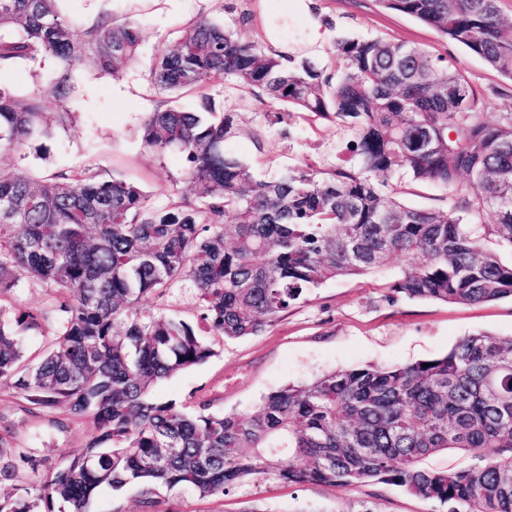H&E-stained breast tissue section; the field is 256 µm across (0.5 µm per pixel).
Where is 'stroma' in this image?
<instances>
[{
    "instance_id": "1",
    "label": "stroma",
    "mask_w": 512,
    "mask_h": 512,
    "mask_svg": "<svg viewBox=\"0 0 512 512\" xmlns=\"http://www.w3.org/2000/svg\"><path fill=\"white\" fill-rule=\"evenodd\" d=\"M315 2L330 38L318 52L307 42L310 19L293 10L294 0H61V11L81 26L101 14L119 22L139 20L138 58L116 79L88 69L75 71L74 90L67 100L74 114L71 125L33 142L26 158L9 155L8 163L22 164L41 177L75 169L90 170L103 179L121 177L139 185L153 202L166 203L182 160L175 153L157 158L142 145V123L160 100L148 82L149 70L158 46L174 43L199 17L216 13L223 15L225 25L241 41L267 43L266 31L272 28L278 34L276 50H288L318 66L327 65L334 40L343 37L400 41L456 64L485 96L484 121L496 122L500 112L512 109V80L434 27L385 9L380 0ZM243 10L251 13V22L240 23ZM53 72L49 61L40 67L19 65L0 71V87L24 97L48 86ZM205 94L212 96L218 109L236 113L240 132L228 147L259 176L276 177L300 162H332L346 153L347 137L336 122L270 113L267 105L251 96L228 97L220 78L212 80L206 93L186 94L179 104L196 109ZM398 266L394 260L377 275L330 281L258 335L210 337L214 356L161 382L155 396L189 411L206 400L211 412L243 414L281 386L306 383L324 372L437 358L472 333L512 336L508 298L476 305L403 297L383 301V286ZM25 405L13 387L0 383V420L12 426L17 447L53 463L81 451L92 432L89 420L60 408L33 415ZM367 507L372 512L434 510L429 502L391 483L336 487L269 483L249 493H230L221 501L181 489L167 494L162 504L164 512H363Z\"/></svg>"
}]
</instances>
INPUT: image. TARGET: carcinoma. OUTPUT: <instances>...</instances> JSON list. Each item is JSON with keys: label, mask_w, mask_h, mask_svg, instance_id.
<instances>
[{"label": "carcinoma", "mask_w": 512, "mask_h": 512, "mask_svg": "<svg viewBox=\"0 0 512 512\" xmlns=\"http://www.w3.org/2000/svg\"><path fill=\"white\" fill-rule=\"evenodd\" d=\"M59 0H0V70L55 64L53 83L26 100L0 88V152L67 126L65 100L79 68L117 76L137 58L140 24L100 15L83 29ZM436 28L512 79V21L499 0H380ZM224 78L261 103L347 125L357 165L302 162L258 178L229 151L235 113L175 104ZM165 100L142 145L183 160L157 205L120 177L88 170L37 178L0 165V302L22 278L56 289L45 310L0 318V381L28 412L63 408L93 433L56 466L15 447L0 425V512H89L102 487H140L142 512L187 488L222 499L268 482L354 486L387 482L443 512H512V337L473 333L422 362L324 372L264 396L251 413L194 414L153 390L214 355L166 313L171 287L190 281L214 336L256 335L315 289L398 270L383 297L483 304L512 298V113L480 119L482 95L459 68L378 37L336 41L330 69L241 42L218 17L198 18L157 48L149 72ZM407 178L453 197L418 208L389 188ZM492 239L495 248L487 246ZM53 337L31 365L25 337ZM448 449L456 469L424 461ZM28 465L38 476L13 484ZM469 461L468 455L461 450H448L428 458L424 466L430 468H453L466 465Z\"/></svg>", "instance_id": "carcinoma-1"}]
</instances>
